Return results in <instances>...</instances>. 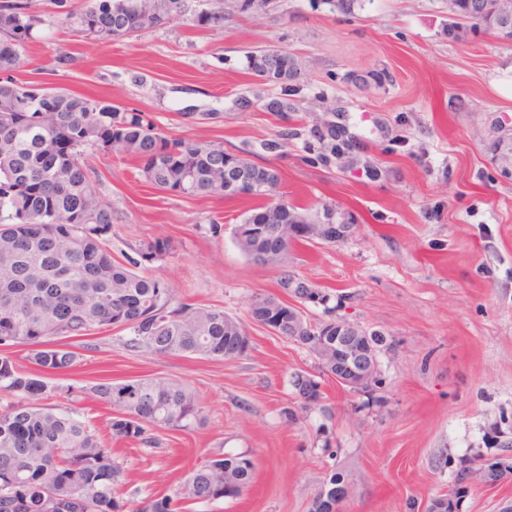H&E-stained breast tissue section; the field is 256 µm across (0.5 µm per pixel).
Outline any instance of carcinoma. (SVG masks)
Listing matches in <instances>:
<instances>
[{
    "mask_svg": "<svg viewBox=\"0 0 512 512\" xmlns=\"http://www.w3.org/2000/svg\"><path fill=\"white\" fill-rule=\"evenodd\" d=\"M185 0H156L145 13L140 0H95L77 11L71 0H50L55 12L81 38L95 43L131 38L160 27L185 11ZM470 0H449L459 20L486 30L504 26L481 0L483 12L470 11ZM224 20L221 9H202L196 26ZM41 16L29 0H0V348L28 347L32 370L0 355V512H192L241 495L255 465L246 452L219 453L194 468L172 495L133 500L119 491L124 468L112 447L74 411L46 404L59 394L48 377L68 371L78 355L52 343L55 337H83L112 326L129 331L127 346L159 355L184 354L214 360L242 356L237 337L247 335L234 317L215 306L176 303L172 289L156 276L137 272L112 259L105 236L112 207L96 192L87 150H120L138 162L145 181L156 190L181 196H246L256 201L234 228L241 251L253 262L280 269L278 288L297 282L319 300L324 313L330 294L288 271V252L300 243L324 242L317 233L292 239L288 225L354 220L338 215L336 203L315 209L288 203L280 192L279 169L254 162L285 156L301 145L302 160L328 168L343 154L336 136L345 118L310 124L294 112L302 92L300 69L284 50L265 48L246 55V67L259 85L272 92L242 94L240 111L277 102L288 119L270 137L230 152L224 145L191 137L169 138L144 112H129L108 98L16 82L11 72L21 52L40 30ZM166 240L141 245L146 260L169 253ZM251 319L288 332V300L274 294L255 297ZM326 320L309 321L304 342L330 336ZM76 397L112 406L111 439L136 444L147 454L162 448L158 432L185 430L204 422L195 391L187 384L152 377L103 379L73 388Z\"/></svg>",
    "mask_w": 512,
    "mask_h": 512,
    "instance_id": "1",
    "label": "carcinoma"
}]
</instances>
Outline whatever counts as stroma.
Listing matches in <instances>:
<instances>
[{
	"label": "stroma",
	"instance_id": "35a3bbf8",
	"mask_svg": "<svg viewBox=\"0 0 512 512\" xmlns=\"http://www.w3.org/2000/svg\"><path fill=\"white\" fill-rule=\"evenodd\" d=\"M236 3L223 0V24L200 29L193 17L205 0H186L165 26L99 45L76 37L48 0H33L44 24L12 76L109 98L148 113L168 137L232 151L276 124L234 105L255 87L246 53L289 52L303 81L298 113L347 112L378 175L309 167L294 149L268 157L289 203L332 200L358 226L334 246L298 244L288 268L328 291L338 316L384 333L382 384L370 394L343 388L307 349L251 319L254 296L277 293L279 271L233 239L250 199L164 194L134 159L98 149L91 178L112 206L113 258L166 281L175 300L223 308L250 346L229 361L158 355L127 347L128 331L112 327L67 339L78 363L52 382L148 376L196 391L203 425L162 432L151 456L119 445L125 492L170 495L213 454L245 452L251 484L196 512H309L335 473L348 483L339 512H425L454 489L464 459L512 460V42L468 24L452 29L448 0H356L346 13L326 0H268L246 13ZM383 69L391 81L354 82ZM186 112L209 118L188 124ZM396 135L407 150L382 152ZM158 238L170 253L142 260L140 244ZM297 372L317 376L322 400L291 421L283 410ZM510 498L512 478L476 483L459 512H497Z\"/></svg>",
	"mask_w": 512,
	"mask_h": 512
}]
</instances>
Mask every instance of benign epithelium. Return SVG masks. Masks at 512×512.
Returning a JSON list of instances; mask_svg holds the SVG:
<instances>
[{"instance_id":"obj_1","label":"benign epithelium","mask_w":512,"mask_h":512,"mask_svg":"<svg viewBox=\"0 0 512 512\" xmlns=\"http://www.w3.org/2000/svg\"><path fill=\"white\" fill-rule=\"evenodd\" d=\"M355 228L354 224H324L322 232L340 243L348 240ZM335 327L336 336L320 343L324 359L336 367V372L329 376L351 390L361 386L378 388L381 384L378 356L384 342L383 333L340 318L335 320ZM294 390L303 402L313 403L322 398L321 388L310 386L304 375Z\"/></svg>"}]
</instances>
